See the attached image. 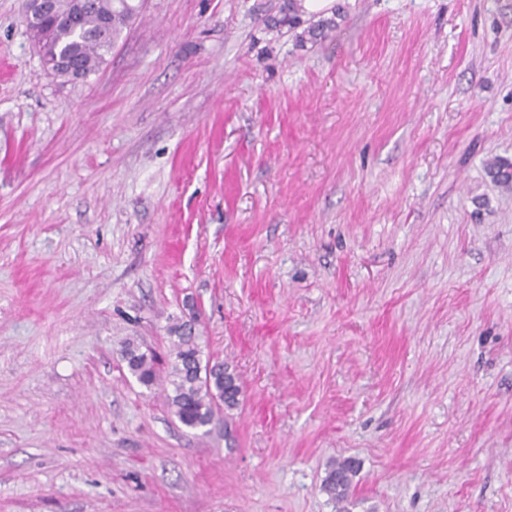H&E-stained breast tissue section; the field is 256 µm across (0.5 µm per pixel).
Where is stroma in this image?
I'll return each instance as SVG.
<instances>
[{
    "instance_id": "obj_1",
    "label": "stroma",
    "mask_w": 512,
    "mask_h": 512,
    "mask_svg": "<svg viewBox=\"0 0 512 512\" xmlns=\"http://www.w3.org/2000/svg\"><path fill=\"white\" fill-rule=\"evenodd\" d=\"M143 0L100 70L0 0V512H512V0ZM195 319L244 395L146 389ZM170 356L174 361L166 367L150 351H142L134 342L121 349L131 376L142 386L151 387L167 382L173 387L167 394L168 407L180 423L190 430L206 428L214 423L220 406L232 409L242 393L237 376L224 361L215 359L209 376H199L201 347L190 322L178 321L169 328ZM357 467L350 460L337 461L330 467L323 481V491L337 503L346 501L351 493Z\"/></svg>"
}]
</instances>
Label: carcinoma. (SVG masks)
Returning a JSON list of instances; mask_svg holds the SVG:
<instances>
[{"instance_id":"carcinoma-1","label":"carcinoma","mask_w":512,"mask_h":512,"mask_svg":"<svg viewBox=\"0 0 512 512\" xmlns=\"http://www.w3.org/2000/svg\"><path fill=\"white\" fill-rule=\"evenodd\" d=\"M136 17V7L129 0H86L78 23L68 24L56 16L44 21V47L77 61L86 77L100 68ZM488 174L494 182L512 187L511 162L491 164ZM169 341L174 361L166 365L151 351H143L130 341L121 349L122 359L142 386L151 388L166 382L173 387L167 394L168 407L183 426L190 430L206 428L214 423L220 408L238 405L241 385L228 365L218 359L211 363L209 376H199L201 347L191 323L179 321L170 326ZM356 472L352 461L336 462L327 472L323 491L338 503L346 501Z\"/></svg>"}]
</instances>
